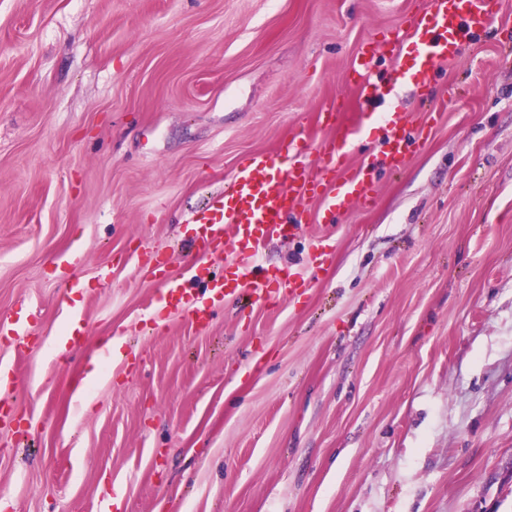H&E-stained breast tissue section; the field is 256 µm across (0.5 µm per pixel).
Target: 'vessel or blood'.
<instances>
[{
  "label": "vessel or blood",
  "instance_id": "vessel-or-blood-1",
  "mask_svg": "<svg viewBox=\"0 0 512 512\" xmlns=\"http://www.w3.org/2000/svg\"><path fill=\"white\" fill-rule=\"evenodd\" d=\"M500 6V0H426L424 10L414 19L409 32L401 38L384 42L385 53L408 58L388 80L372 76L375 51L361 52L349 71L354 90L352 101L340 106L322 107L316 114L320 129L331 131L330 139L320 144L319 175H312L305 157L311 143L305 136L289 139L276 155L254 153L237 166L232 186L226 195L212 199L196 212L198 256L191 280L205 282L204 294L193 293L185 280L167 275L168 258L157 251H147L143 261L152 264L159 284L158 299L173 312L191 310L195 323H206L213 306L223 303L230 291L223 281L205 280L203 256L226 251L243 259L236 268L237 282L262 297L292 294L309 287L311 278L288 272L271 278L259 261L262 244L273 237H283L294 230L288 217L302 218L303 194L322 198L324 210L339 212L348 205L369 203L376 188V176L370 165L352 168L350 149L369 126L384 125L389 149L384 156L386 168L395 170L407 161L408 136L412 122L408 114L386 111L385 105L405 85L423 87L433 81L439 64L459 60L467 34L488 29ZM68 323L64 345H72L86 334V320L81 310L65 303Z\"/></svg>",
  "mask_w": 512,
  "mask_h": 512
}]
</instances>
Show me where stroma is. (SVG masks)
Segmentation results:
<instances>
[{
  "label": "stroma",
  "instance_id": "stroma-1",
  "mask_svg": "<svg viewBox=\"0 0 512 512\" xmlns=\"http://www.w3.org/2000/svg\"><path fill=\"white\" fill-rule=\"evenodd\" d=\"M421 2L0 0V317L33 347L0 339V507L512 512V0L407 93L432 127L371 205L306 201L301 235L266 245L302 272L327 245L311 287L241 288L197 325L137 263L157 248L183 277L193 213L246 155L322 138L361 44ZM72 279L87 334L63 356ZM107 340L88 412L72 381Z\"/></svg>",
  "mask_w": 512,
  "mask_h": 512
}]
</instances>
